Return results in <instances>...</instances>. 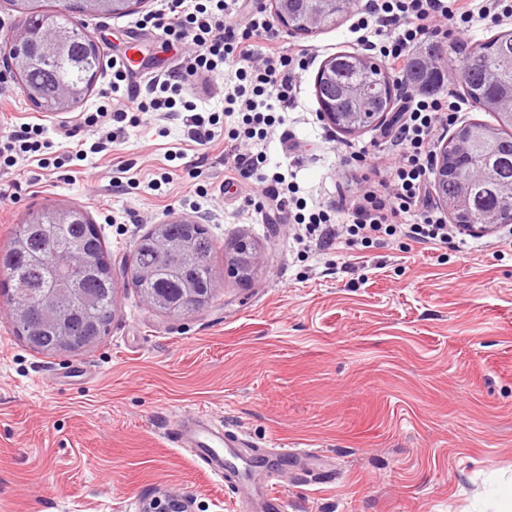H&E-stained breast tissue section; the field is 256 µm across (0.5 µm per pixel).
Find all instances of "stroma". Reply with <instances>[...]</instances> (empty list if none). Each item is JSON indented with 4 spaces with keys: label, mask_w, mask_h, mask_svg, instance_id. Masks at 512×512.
Masks as SVG:
<instances>
[{
    "label": "stroma",
    "mask_w": 512,
    "mask_h": 512,
    "mask_svg": "<svg viewBox=\"0 0 512 512\" xmlns=\"http://www.w3.org/2000/svg\"><path fill=\"white\" fill-rule=\"evenodd\" d=\"M159 7L143 0L124 16L79 18L101 68L72 111L36 109L0 67V136L36 122L51 143L0 167V253L29 210L78 207L116 281L109 331L71 354L30 349L0 294V512H144L155 499L239 512L257 472L224 485L166 439L178 416L201 410L253 443H297L335 466L334 483L315 485L299 463L268 455L287 512H495L512 488V224L462 246L425 249L399 234L369 248L304 249L253 180L224 185L231 66L185 83L199 113L221 117L211 148L157 112L109 142L87 118L127 106L108 97L114 60L138 44L145 80L181 61L137 25ZM359 15L299 37L273 26L280 45H308L313 57L295 108L252 150L295 174L311 208L333 206L340 187L360 196L373 176L359 151L392 148L380 125L338 131L316 97L327 59L367 50ZM65 126L74 137H61ZM175 220L204 221L215 244L216 295L187 316L155 310L131 279L138 239ZM242 241L259 256L247 282L229 268ZM77 368L82 377L68 380Z\"/></svg>",
    "instance_id": "stroma-1"
}]
</instances>
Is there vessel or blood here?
Instances as JSON below:
<instances>
[{
	"instance_id": "vessel-or-blood-1",
	"label": "vessel or blood",
	"mask_w": 512,
	"mask_h": 512,
	"mask_svg": "<svg viewBox=\"0 0 512 512\" xmlns=\"http://www.w3.org/2000/svg\"><path fill=\"white\" fill-rule=\"evenodd\" d=\"M167 439L175 447L191 449L205 469L228 485L235 483L240 472V462L253 454L246 438L215 429L197 412L184 415L176 421L168 432ZM278 452L291 459L306 461L310 469L309 478L315 483H328L336 478L334 470L322 468L309 449L282 445ZM279 483L278 474L272 470L267 471L263 489L266 512H286L285 501L276 491Z\"/></svg>"
}]
</instances>
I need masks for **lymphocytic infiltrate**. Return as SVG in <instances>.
I'll return each instance as SVG.
<instances>
[{"label": "lymphocytic infiltrate", "mask_w": 512, "mask_h": 512, "mask_svg": "<svg viewBox=\"0 0 512 512\" xmlns=\"http://www.w3.org/2000/svg\"><path fill=\"white\" fill-rule=\"evenodd\" d=\"M177 12L164 11L143 18L146 28L162 31L168 41L191 44L193 51L181 67L166 78L145 85L132 83L122 68H115L113 91L123 92L135 111L162 112L167 119H186L193 142L210 146L215 139V117L196 113L192 102L182 96L186 75L212 72L220 65L238 63L239 83L224 98V114L241 115L242 125L228 129L229 139L264 140L273 127L276 111L294 107L298 71L308 64L310 49L302 44L282 47L264 9L249 0H171ZM369 0L361 30L371 34V49L384 57L393 70L405 73L413 50L435 34L445 22L463 26L474 18L496 20L512 17V0ZM268 43L262 64H255V38ZM403 122L391 134L394 149L370 154V165L382 177V192H369L363 198H339L337 214L346 216L348 234L361 244H372L384 236L404 233L421 246H437L448 241V224L430 203L432 142L438 130L451 124L458 112L453 97L417 94L403 95ZM266 195L276 201L280 213L292 215L305 225L320 249L335 247L339 234L331 214L318 211L308 215L293 213L297 192L287 174H273L264 186Z\"/></svg>", "instance_id": "f902f5d3"}]
</instances>
